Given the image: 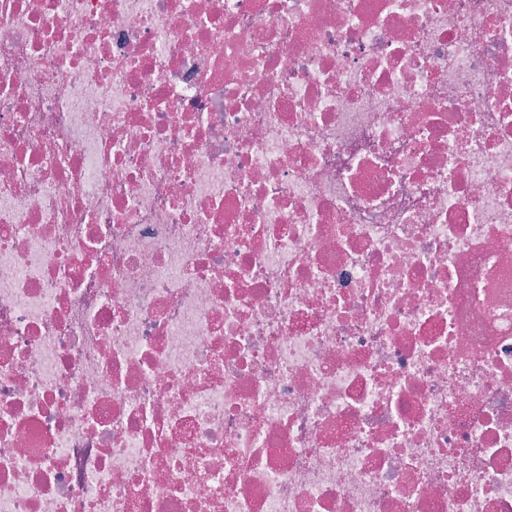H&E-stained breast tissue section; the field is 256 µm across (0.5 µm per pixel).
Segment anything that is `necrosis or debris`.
Instances as JSON below:
<instances>
[{"label":"necrosis or debris","mask_w":512,"mask_h":512,"mask_svg":"<svg viewBox=\"0 0 512 512\" xmlns=\"http://www.w3.org/2000/svg\"><path fill=\"white\" fill-rule=\"evenodd\" d=\"M0 512H512V0H0Z\"/></svg>","instance_id":"obj_1"}]
</instances>
